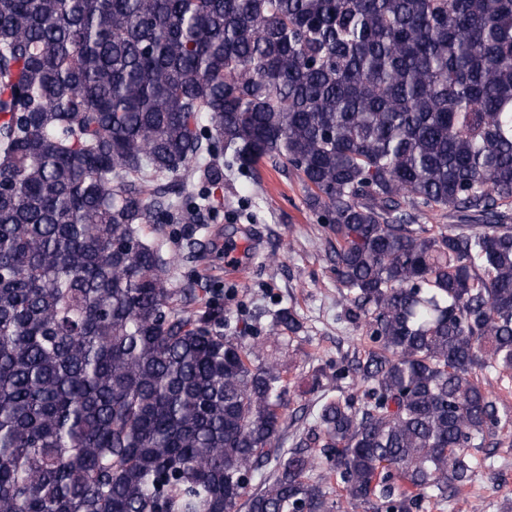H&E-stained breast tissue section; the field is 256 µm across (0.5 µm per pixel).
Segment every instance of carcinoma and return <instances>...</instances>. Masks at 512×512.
<instances>
[{
	"instance_id": "obj_1",
	"label": "carcinoma",
	"mask_w": 512,
	"mask_h": 512,
	"mask_svg": "<svg viewBox=\"0 0 512 512\" xmlns=\"http://www.w3.org/2000/svg\"><path fill=\"white\" fill-rule=\"evenodd\" d=\"M221 159L296 172L365 331L288 449L282 365L143 232L204 223ZM492 374L512 0H0V512H419L492 468Z\"/></svg>"
}]
</instances>
